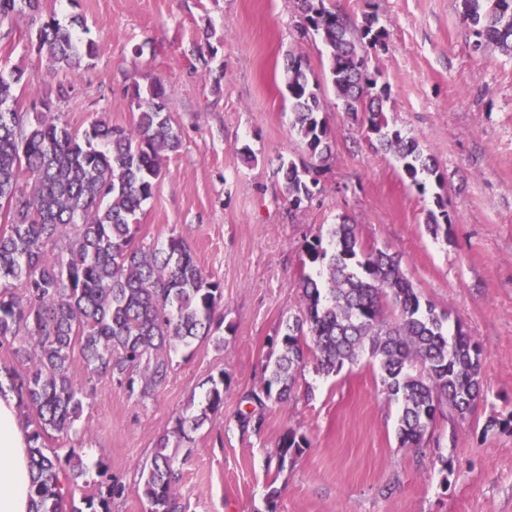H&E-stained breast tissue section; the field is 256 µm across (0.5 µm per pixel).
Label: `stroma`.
<instances>
[{
    "mask_svg": "<svg viewBox=\"0 0 512 512\" xmlns=\"http://www.w3.org/2000/svg\"><path fill=\"white\" fill-rule=\"evenodd\" d=\"M355 24L376 16L385 32L369 68L387 94L390 129L418 141L438 171L417 191L375 148L329 80L321 37L298 0H43L62 25L79 19L97 45L89 65L62 79L30 42L31 19L0 27V65L19 66L31 89L51 93L60 121L131 127L132 83L161 82L182 146L166 156L136 241L182 235L223 292L216 338L171 354L166 382L141 397L101 377L73 432L47 441L60 461L81 456L76 498L124 486L112 512H151L135 492L161 435L181 459L178 512H512V56L472 49L461 0H325ZM320 83L331 153L312 196L288 203L281 162L309 165L291 133L287 57ZM447 224L431 232L429 212ZM364 249H391L421 295L482 349L483 392L472 413L438 416L422 448L401 447L399 406L369 357L323 376L305 359L287 404L270 403L261 429L242 426L244 396L281 349L282 323L298 314L309 242L342 219ZM224 405L205 413L213 380ZM205 414L185 435L178 418ZM309 448L270 465L287 430ZM450 471H443V464Z\"/></svg>",
    "mask_w": 512,
    "mask_h": 512,
    "instance_id": "1",
    "label": "stroma"
}]
</instances>
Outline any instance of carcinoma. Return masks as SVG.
Wrapping results in <instances>:
<instances>
[{
    "mask_svg": "<svg viewBox=\"0 0 512 512\" xmlns=\"http://www.w3.org/2000/svg\"><path fill=\"white\" fill-rule=\"evenodd\" d=\"M299 2L308 27L326 45L329 78L345 110L364 114L367 133L397 160L410 185L424 191L437 176L435 160L417 141L389 129L384 91H375L368 69L370 50L385 37L376 18L355 27L325 0ZM461 5L473 28L474 51L493 46L512 55V0ZM23 9L38 23L37 52L62 76L77 73L94 56L95 43L43 15L42 0H0V26ZM284 72L291 128L317 168L331 153L318 87L295 58H288ZM27 89L22 69L0 68V215L8 224L0 231V346L18 344L15 354L26 365L22 373L4 369L0 393L16 394L30 428L33 512H63L84 468L72 454L63 469L58 455L46 452V438L68 433L80 420L97 377L125 380L131 388L137 383L140 396L152 395L168 376L172 350L213 335L222 288L200 268L183 237L172 235L160 247L135 243L164 155L181 146L164 88L153 82L143 93L133 83L137 118L131 128L101 118L82 131L60 123L51 101L38 92H30L32 122L6 107ZM280 171L289 204L300 208L316 185L306 179L310 169L291 162ZM306 256L318 270L301 280L300 314L285 320L281 354L260 387L246 395L255 409L240 416L243 425L261 428L266 403L288 402L306 347L326 376L369 352L385 394L400 406L404 448L421 447L443 406L462 418L471 413L481 395L482 350L460 329L448 334L446 317L422 303L399 254L361 250L358 225L344 219L330 229L328 243H309ZM76 350L86 367L83 381L71 373ZM223 403L221 380L212 383L207 409ZM306 444L286 432L274 453L277 467L295 460ZM168 445V435H161L136 487L152 512H178L177 459ZM121 494L123 488L110 484L106 493L83 501L89 512H111L112 497Z\"/></svg>",
    "mask_w": 512,
    "mask_h": 512,
    "instance_id": "cac0c4a2",
    "label": "carcinoma"
}]
</instances>
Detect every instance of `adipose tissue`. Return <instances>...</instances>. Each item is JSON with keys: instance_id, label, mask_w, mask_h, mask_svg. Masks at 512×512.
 I'll return each instance as SVG.
<instances>
[{"instance_id": "ef3b65f1", "label": "adipose tissue", "mask_w": 512, "mask_h": 512, "mask_svg": "<svg viewBox=\"0 0 512 512\" xmlns=\"http://www.w3.org/2000/svg\"><path fill=\"white\" fill-rule=\"evenodd\" d=\"M32 476L28 431L15 394H0V512H30Z\"/></svg>"}]
</instances>
